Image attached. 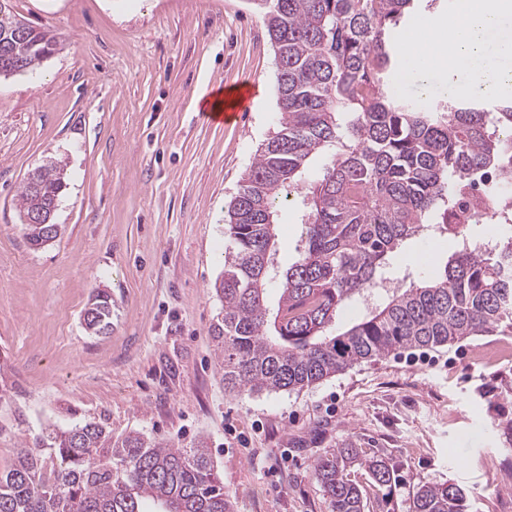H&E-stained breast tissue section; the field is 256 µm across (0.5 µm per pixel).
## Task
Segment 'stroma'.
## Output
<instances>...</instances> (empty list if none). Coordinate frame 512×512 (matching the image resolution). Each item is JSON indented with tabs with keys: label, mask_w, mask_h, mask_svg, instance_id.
<instances>
[{
	"label": "stroma",
	"mask_w": 512,
	"mask_h": 512,
	"mask_svg": "<svg viewBox=\"0 0 512 512\" xmlns=\"http://www.w3.org/2000/svg\"><path fill=\"white\" fill-rule=\"evenodd\" d=\"M62 48L0 78V471L18 448L89 421L179 448L205 440L236 512H329L313 461L349 444L395 472L355 467L368 512H408L422 481H453L467 512H512V357L476 336L364 363L300 392L224 391V207L277 125L273 49L249 0H10ZM248 82L249 107L210 122L204 100ZM54 160L59 237L27 243L18 194ZM112 328L89 334L95 291Z\"/></svg>",
	"instance_id": "stroma-1"
}]
</instances>
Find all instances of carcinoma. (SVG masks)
<instances>
[{
  "instance_id": "carcinoma-1",
  "label": "carcinoma",
  "mask_w": 512,
  "mask_h": 512,
  "mask_svg": "<svg viewBox=\"0 0 512 512\" xmlns=\"http://www.w3.org/2000/svg\"><path fill=\"white\" fill-rule=\"evenodd\" d=\"M415 0H253L276 67L277 131L255 156L225 211L228 245L214 283L217 363L230 395L301 391L356 365L411 349L452 346L512 332V206L495 220L493 179L512 186V102L448 96L440 106L398 98L394 37ZM59 40L8 8L0 16V76L21 75ZM66 187L55 162L36 167L20 212L50 209ZM301 199L304 232L294 260L273 267L279 211ZM485 224L495 257L470 245ZM455 251L425 280L383 288L382 300L334 334L356 297L382 279L403 244L426 232ZM24 225L33 247L54 241ZM277 285L275 308L268 292ZM94 334L111 327L112 299L85 310ZM362 467L380 487L394 471L358 448L327 451L313 472L330 512H366L350 478ZM234 512L233 497L198 441L176 448L140 432L114 436L96 422L55 431L48 448H21L0 471V512ZM457 484L421 482L409 512H466Z\"/></svg>"
}]
</instances>
